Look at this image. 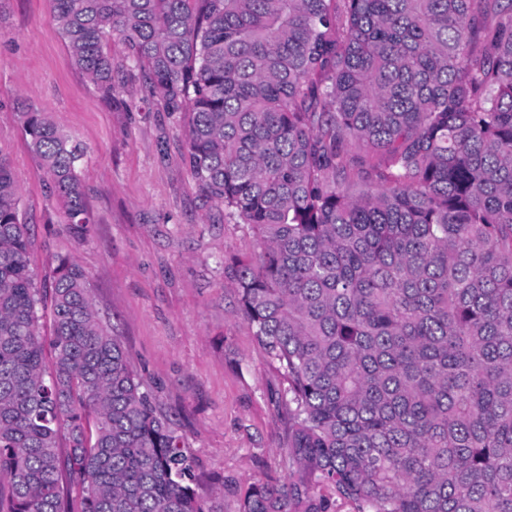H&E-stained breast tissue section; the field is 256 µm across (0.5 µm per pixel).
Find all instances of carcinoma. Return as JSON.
<instances>
[{
    "instance_id": "1",
    "label": "carcinoma",
    "mask_w": 512,
    "mask_h": 512,
    "mask_svg": "<svg viewBox=\"0 0 512 512\" xmlns=\"http://www.w3.org/2000/svg\"><path fill=\"white\" fill-rule=\"evenodd\" d=\"M51 2L106 95L125 42L188 115L199 196L255 236L225 270L288 381L290 477L240 512H512V0ZM23 118L92 223L82 148ZM19 203L0 157V512H206L83 270L38 285Z\"/></svg>"
}]
</instances>
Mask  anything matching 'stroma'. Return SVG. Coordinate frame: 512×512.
Returning <instances> with one entry per match:
<instances>
[{
	"mask_svg": "<svg viewBox=\"0 0 512 512\" xmlns=\"http://www.w3.org/2000/svg\"><path fill=\"white\" fill-rule=\"evenodd\" d=\"M114 90L78 68L51 0H0V154L19 188L30 266L51 282L61 258L84 271L102 325L195 461L211 512H239L257 480L288 475L278 406L287 384L236 312L225 257L251 255V228L200 198L185 158L187 119L164 111L112 37ZM43 109L85 151L80 176L92 221L70 225L30 152L22 114Z\"/></svg>",
	"mask_w": 512,
	"mask_h": 512,
	"instance_id": "obj_1",
	"label": "stroma"
}]
</instances>
